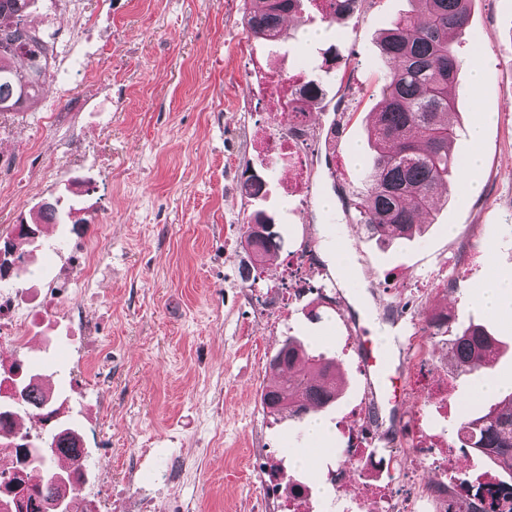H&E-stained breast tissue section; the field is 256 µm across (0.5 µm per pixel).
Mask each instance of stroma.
I'll return each mask as SVG.
<instances>
[{"label":"stroma","instance_id":"1","mask_svg":"<svg viewBox=\"0 0 512 512\" xmlns=\"http://www.w3.org/2000/svg\"><path fill=\"white\" fill-rule=\"evenodd\" d=\"M247 0H36L30 24L49 42L52 82L24 112L0 114V183L21 173L36 191L15 187L0 207V235L28 254L16 278L17 306L34 312L18 328L22 349L0 348V377L47 369L52 415L42 434L72 427L86 456L97 512H278L263 485L300 484L316 512L341 499L320 475L294 464L307 421L274 419L262 395L277 384L268 368L286 336L322 341L343 378L322 410L333 435L324 465L345 461L339 430L352 409L377 417L387 440L410 417H430L452 436L469 386L446 346L459 322L474 321L503 343L500 376H512V326L488 316L477 292L512 268V0H471L470 24L454 45L467 64L449 116L454 155L480 152L464 189L428 215L410 240L384 242L353 223L350 204L365 188L370 114L382 99L381 29L411 10L410 0H362L354 14L323 22L315 0L288 20L290 36L268 47L248 32ZM316 31L318 39L308 40ZM485 48L471 53L476 39ZM261 59L282 76L321 82L303 139L311 188L297 195L294 160L263 152V137L289 130L286 114L257 94ZM483 81L472 86L470 64ZM59 113L51 122L49 113ZM491 114L481 141L471 129ZM266 185L240 193L245 171ZM46 202L65 210L55 233L39 225ZM261 211L283 238L264 277L247 284L246 216ZM335 224H328V215ZM36 226L34 242L17 236ZM344 242L369 297L376 336L420 331L422 315L454 322L423 360L432 388L418 386L407 346L398 390L400 421L374 414L359 370L352 295L330 260ZM94 255L85 277L79 250ZM306 250L305 279L293 299L267 291L268 279ZM447 387V396L433 387Z\"/></svg>","mask_w":512,"mask_h":512}]
</instances>
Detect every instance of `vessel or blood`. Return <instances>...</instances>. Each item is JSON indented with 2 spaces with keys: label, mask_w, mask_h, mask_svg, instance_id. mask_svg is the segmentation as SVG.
Segmentation results:
<instances>
[{
  "label": "vessel or blood",
  "mask_w": 512,
  "mask_h": 512,
  "mask_svg": "<svg viewBox=\"0 0 512 512\" xmlns=\"http://www.w3.org/2000/svg\"><path fill=\"white\" fill-rule=\"evenodd\" d=\"M356 353L375 410L393 411L397 405L396 384L401 374L393 348L388 341L363 334L356 338Z\"/></svg>",
  "instance_id": "1"
}]
</instances>
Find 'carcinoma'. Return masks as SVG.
<instances>
[{"instance_id":"1","label":"carcinoma","mask_w":512,"mask_h":512,"mask_svg":"<svg viewBox=\"0 0 512 512\" xmlns=\"http://www.w3.org/2000/svg\"><path fill=\"white\" fill-rule=\"evenodd\" d=\"M34 0H0V112H21L42 94L51 78L48 43L29 26L27 16ZM303 0H255L244 21L257 39L274 47L281 39L282 19L297 12ZM362 0H333L325 22L354 13ZM416 13L391 22L379 35L381 58L392 63L384 73L383 102L371 127L373 155L366 188L356 195V223L372 233L406 239L421 225L448 177L458 169L451 153L454 136L448 115L455 108L463 61L453 46L456 34L469 25V0H415ZM247 246L256 259L278 252V232L247 234ZM456 369L465 375L490 376L499 360L497 340L483 325L461 324L452 343ZM269 367L292 375L262 397L269 414L303 419L325 408L341 393L336 386V358L318 347L288 337ZM52 396L36 382V376L16 381V399L4 406L18 410H46ZM456 445L490 459L512 479V391L481 409L466 414L459 423ZM23 453L30 460L25 477L30 508L42 512L45 503L61 504V512H73L67 476L53 469L59 452L74 454L84 465L78 438L65 429L35 441L27 436L0 433V452Z\"/></svg>"}]
</instances>
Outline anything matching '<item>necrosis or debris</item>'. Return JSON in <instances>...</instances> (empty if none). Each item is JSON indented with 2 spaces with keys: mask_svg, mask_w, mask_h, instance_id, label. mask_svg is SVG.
<instances>
[{
  "mask_svg": "<svg viewBox=\"0 0 512 512\" xmlns=\"http://www.w3.org/2000/svg\"><path fill=\"white\" fill-rule=\"evenodd\" d=\"M261 90L275 98L278 109L290 116L294 126H307L310 114L299 95V84L275 77L262 85ZM343 432L345 452L353 465L339 466L327 473L333 487L350 484L355 488L343 512H412L409 503L392 490L399 463L405 456L430 461L432 470L439 476L437 490L427 493L431 512H462L463 505L475 500L484 501L494 512H512V484L492 475L460 481L455 449L430 435L423 419H416L392 449L378 448L373 433L357 413H350Z\"/></svg>",
  "mask_w": 512,
  "mask_h": 512,
  "instance_id": "4bbe7bcc",
  "label": "necrosis or debris"
}]
</instances>
